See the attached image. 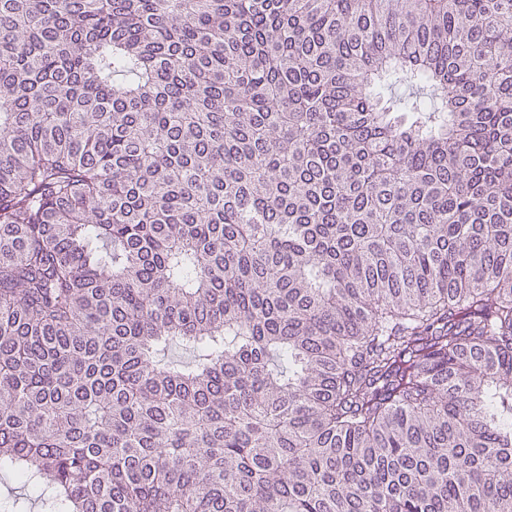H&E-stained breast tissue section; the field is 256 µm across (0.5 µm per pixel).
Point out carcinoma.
<instances>
[{
    "mask_svg": "<svg viewBox=\"0 0 512 512\" xmlns=\"http://www.w3.org/2000/svg\"><path fill=\"white\" fill-rule=\"evenodd\" d=\"M2 468L512 512V0H0Z\"/></svg>",
    "mask_w": 512,
    "mask_h": 512,
    "instance_id": "carcinoma-1",
    "label": "carcinoma"
}]
</instances>
